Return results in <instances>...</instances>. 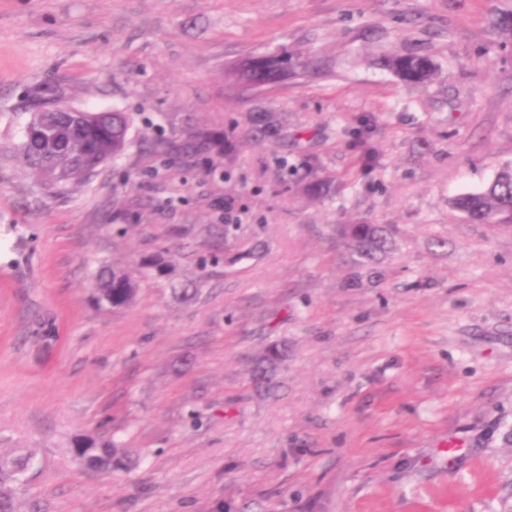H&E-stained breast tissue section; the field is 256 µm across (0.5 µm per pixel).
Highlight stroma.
I'll use <instances>...</instances> for the list:
<instances>
[{
    "label": "stroma",
    "instance_id": "35a3bbf8",
    "mask_svg": "<svg viewBox=\"0 0 512 512\" xmlns=\"http://www.w3.org/2000/svg\"><path fill=\"white\" fill-rule=\"evenodd\" d=\"M512 0H0V446L48 512H512V224L451 207L512 167ZM330 60L245 100L260 54ZM436 66L426 87L383 61ZM128 113L121 156L47 185L20 157L53 102ZM256 112L277 139L246 143ZM200 129L229 159L185 154ZM375 161L363 167L362 153ZM331 191L313 198V179ZM238 214L227 241L198 228ZM395 247L355 272L340 224ZM171 278L95 309L102 265ZM199 282L183 302L173 291ZM282 353L270 383L255 363ZM140 455L76 464L74 437ZM451 439L465 454L442 467ZM195 145L190 147H201L202 149L213 152L214 154L224 157L228 156L231 151L232 144L229 136L225 132L201 130L194 135Z\"/></svg>",
    "mask_w": 512,
    "mask_h": 512
}]
</instances>
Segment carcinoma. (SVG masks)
Here are the masks:
<instances>
[{
    "instance_id": "obj_1",
    "label": "carcinoma",
    "mask_w": 512,
    "mask_h": 512,
    "mask_svg": "<svg viewBox=\"0 0 512 512\" xmlns=\"http://www.w3.org/2000/svg\"><path fill=\"white\" fill-rule=\"evenodd\" d=\"M385 67L411 86L430 81L434 64L422 55L389 57ZM286 60L278 55L261 56L228 70L234 87L255 88L278 81L286 71ZM26 130L20 151L24 161L60 185L81 181L105 162L118 157L127 145L130 119L124 112H36ZM279 130L273 112H258L253 117L251 136L272 137ZM196 146L218 156H228L232 144L224 132L201 130L194 135ZM453 205L475 224L512 223V168L501 170L481 192L454 199ZM340 234L350 244L356 267L378 260L393 246L392 230L382 224H345ZM137 283L125 269H101L91 300L100 310H117L132 303ZM76 463L84 468L113 472L132 464L130 452L111 441L85 435L73 446ZM35 448H0V512H24L20 490L37 462Z\"/></svg>"
}]
</instances>
